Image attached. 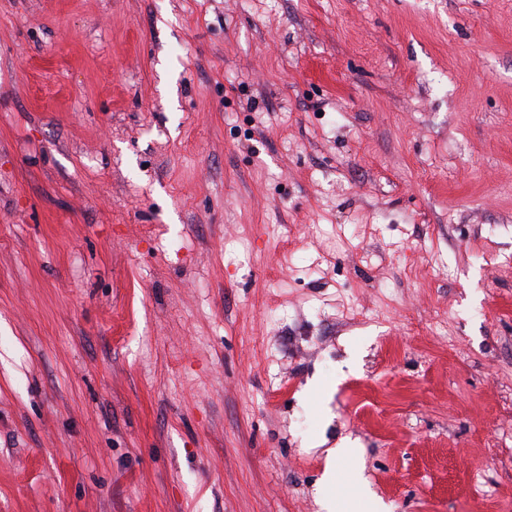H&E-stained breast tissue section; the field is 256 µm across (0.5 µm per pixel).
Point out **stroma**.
Masks as SVG:
<instances>
[{
  "label": "stroma",
  "instance_id": "35a3bbf8",
  "mask_svg": "<svg viewBox=\"0 0 512 512\" xmlns=\"http://www.w3.org/2000/svg\"><path fill=\"white\" fill-rule=\"evenodd\" d=\"M368 493L512 512V0H0V512Z\"/></svg>",
  "mask_w": 512,
  "mask_h": 512
}]
</instances>
